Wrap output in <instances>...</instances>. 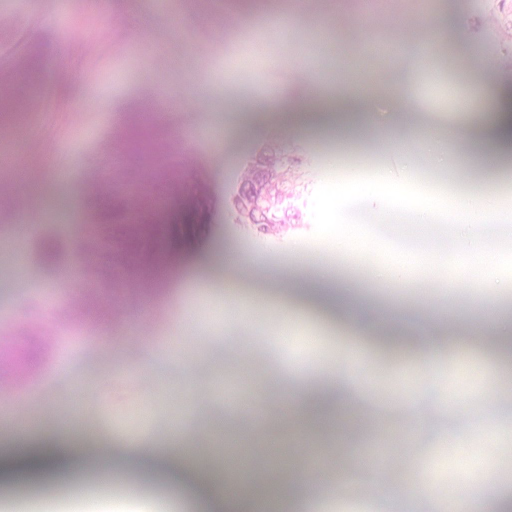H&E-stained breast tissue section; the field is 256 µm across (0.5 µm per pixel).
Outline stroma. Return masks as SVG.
Listing matches in <instances>:
<instances>
[{
	"instance_id": "1",
	"label": "stroma",
	"mask_w": 512,
	"mask_h": 512,
	"mask_svg": "<svg viewBox=\"0 0 512 512\" xmlns=\"http://www.w3.org/2000/svg\"><path fill=\"white\" fill-rule=\"evenodd\" d=\"M447 15L443 59L428 62L431 20ZM376 42L395 57L363 88L372 110L359 133L326 135L345 92L350 55ZM37 49L42 72L18 78L0 121V512H78L70 486L15 498L44 477L6 450L26 419L72 418L33 433L38 445L92 441L115 460L112 482L148 489L124 512H171L174 493L239 512L219 479L198 472L191 446L267 432L287 442L283 414L299 392L334 413L358 402L341 437L315 429L297 449L296 475L326 512H435L488 479L512 474V365L497 356L493 323L512 320V294L460 287V275L380 283L374 260L343 259L310 240L307 199L332 169L406 166L385 143L395 125L436 171L434 140L456 164L443 183L481 196L512 191V170L476 159L483 127L459 101L481 71L512 74V0H382L370 13L341 0H288L283 22L227 0H0V56ZM412 83L420 110L398 111ZM207 86L221 112L185 99L158 122L144 155L127 154V125L160 95ZM287 90L283 112L259 97ZM284 143L295 164L297 220L262 234L239 223L233 198L260 150ZM142 221L126 220L131 196ZM170 259L179 287L142 272ZM287 265L274 279L270 268ZM352 282L372 326L337 321L315 278ZM428 497L409 499L408 483Z\"/></svg>"
}]
</instances>
